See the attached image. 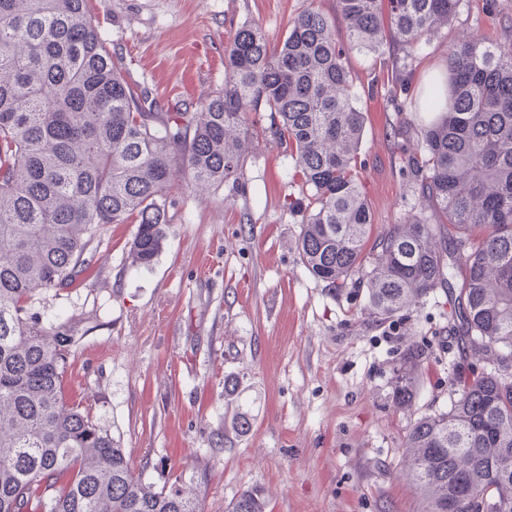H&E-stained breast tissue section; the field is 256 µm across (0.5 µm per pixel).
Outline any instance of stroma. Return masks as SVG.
Here are the masks:
<instances>
[{
  "mask_svg": "<svg viewBox=\"0 0 512 512\" xmlns=\"http://www.w3.org/2000/svg\"><path fill=\"white\" fill-rule=\"evenodd\" d=\"M497 2L464 0L414 53L387 45L386 58L406 59L414 74L408 90L383 65L353 58L366 114L359 179L374 232L417 200L401 167L426 120L418 88L444 70L454 43L501 37L512 0ZM311 5L336 10V0H89V13L126 79L180 112L223 89L235 29L253 23L276 42ZM253 121L236 181L174 184L151 265L133 259L136 225H104L78 283L37 291L30 312L71 339L68 400L89 408L154 488L195 490L204 512H224L248 488L269 512H417L401 448L411 416L448 409L453 397L452 303L437 292L409 316L376 323L354 289L310 276L295 208L308 190L269 113ZM412 342L429 354L406 414L393 405L392 377ZM240 412L245 433L234 424Z\"/></svg>",
  "mask_w": 512,
  "mask_h": 512,
  "instance_id": "stroma-1",
  "label": "stroma"
}]
</instances>
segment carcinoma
Returning a JSON list of instances; mask_svg holds the SVG:
<instances>
[{
  "label": "carcinoma",
  "instance_id": "carcinoma-1",
  "mask_svg": "<svg viewBox=\"0 0 512 512\" xmlns=\"http://www.w3.org/2000/svg\"><path fill=\"white\" fill-rule=\"evenodd\" d=\"M463 0H336L309 8L270 44L255 24L224 47V89L193 112H160L129 84L87 0H0V512H203L199 498L142 483L124 449L64 394L71 339L30 315L35 291L70 287L97 230L138 221L131 245L150 264L166 235L164 196L237 174L252 144L249 115L268 112L310 194L297 249L305 269L364 292L383 322L438 288L453 298L459 359L446 411L410 421L404 459L421 512H512V28L448 52L445 94L405 172L418 202L372 236L358 168L365 113L351 58L398 43L415 51ZM344 23L339 33L336 17ZM425 347L403 350L392 391L410 411ZM247 489L226 512H267Z\"/></svg>",
  "mask_w": 512,
  "mask_h": 512
}]
</instances>
